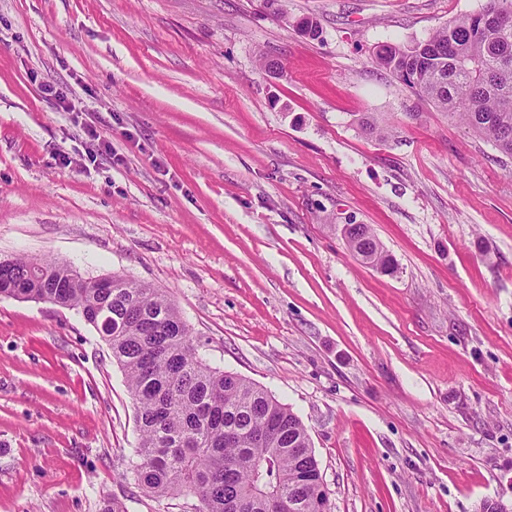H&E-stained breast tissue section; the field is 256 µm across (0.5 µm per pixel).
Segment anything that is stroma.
Returning <instances> with one entry per match:
<instances>
[{"mask_svg": "<svg viewBox=\"0 0 512 512\" xmlns=\"http://www.w3.org/2000/svg\"><path fill=\"white\" fill-rule=\"evenodd\" d=\"M485 4L0 0V260L160 289L299 416L331 512L511 502L512 158L373 62ZM137 445L96 330L0 297V512H195L137 487ZM349 247L366 263L382 272L393 273L395 263L377 241L371 227L367 224H354L345 230Z\"/></svg>", "mask_w": 512, "mask_h": 512, "instance_id": "35a3bbf8", "label": "stroma"}]
</instances>
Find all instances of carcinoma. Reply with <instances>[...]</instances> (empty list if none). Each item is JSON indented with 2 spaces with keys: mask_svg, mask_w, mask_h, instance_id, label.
Instances as JSON below:
<instances>
[{
  "mask_svg": "<svg viewBox=\"0 0 512 512\" xmlns=\"http://www.w3.org/2000/svg\"><path fill=\"white\" fill-rule=\"evenodd\" d=\"M512 0H488L413 47L382 45L377 66L438 111L462 121L512 158ZM349 247L386 273L392 257L371 227L345 230ZM0 296L77 310L121 366L137 405L138 488L154 497L191 494L196 512H316L308 485L321 477L301 419L267 390L210 366L177 307L144 282L112 275L98 288L72 268L35 257L0 268Z\"/></svg>",
  "mask_w": 512,
  "mask_h": 512,
  "instance_id": "cac0c4a2",
  "label": "carcinoma"
}]
</instances>
